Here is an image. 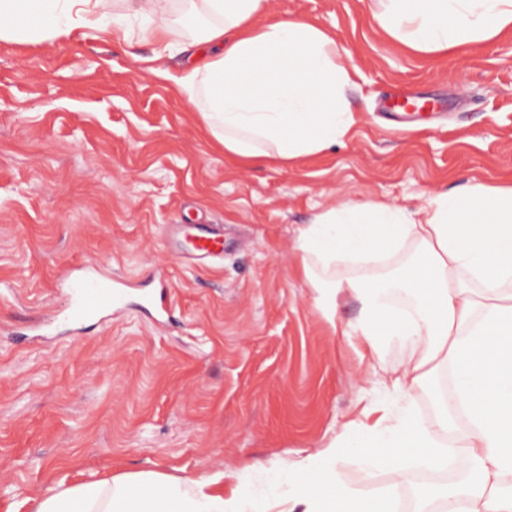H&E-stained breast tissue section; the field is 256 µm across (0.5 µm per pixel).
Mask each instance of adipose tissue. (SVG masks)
<instances>
[{
    "label": "adipose tissue",
    "mask_w": 512,
    "mask_h": 512,
    "mask_svg": "<svg viewBox=\"0 0 512 512\" xmlns=\"http://www.w3.org/2000/svg\"><path fill=\"white\" fill-rule=\"evenodd\" d=\"M172 21L162 0H0V40L37 44L78 28L126 32L140 18L157 56H185L173 77L225 151L281 163L320 152L357 122L346 100L353 69L321 27L288 18L258 28L266 0H180ZM373 17L389 37L422 54L444 55L512 27V0H377ZM411 248L398 280L366 270ZM298 248L313 285L314 265L359 263L348 289L361 302L350 325L370 356L390 343L405 355L392 374L373 373L388 400L374 425L346 427L324 450L296 462L292 500L303 512H394L412 462L446 469L449 451L470 463L464 479L437 499L435 512H512V186L473 183L430 195L416 211L386 201L340 202L303 229ZM448 372L450 396L422 421L411 391ZM419 448L417 459L402 455ZM394 483L368 493L336 476L342 449ZM223 473L156 483H84L37 499L34 512H239L251 487L231 496Z\"/></svg>",
    "instance_id": "obj_1"
}]
</instances>
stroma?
Instances as JSON below:
<instances>
[{
  "instance_id": "35a3bbf8",
  "label": "stroma",
  "mask_w": 512,
  "mask_h": 512,
  "mask_svg": "<svg viewBox=\"0 0 512 512\" xmlns=\"http://www.w3.org/2000/svg\"><path fill=\"white\" fill-rule=\"evenodd\" d=\"M374 0H267L256 26L320 24L355 66L359 122L322 152L281 167L225 153L155 68L138 20L128 37L79 30L41 44L0 40V512H31L48 491L121 475L224 472L225 494L253 465L268 483L241 512H287L291 463L324 449L382 399L369 356L342 327L359 301L315 290L297 238L340 202L427 196L473 182L512 186V28L425 55L376 25ZM414 97L402 129L385 114ZM224 236V257L167 247L165 227ZM95 264L124 276L127 307L81 328L17 341L63 309L58 282ZM164 271L176 322L140 308ZM336 472L367 492L387 471L344 453Z\"/></svg>"
}]
</instances>
